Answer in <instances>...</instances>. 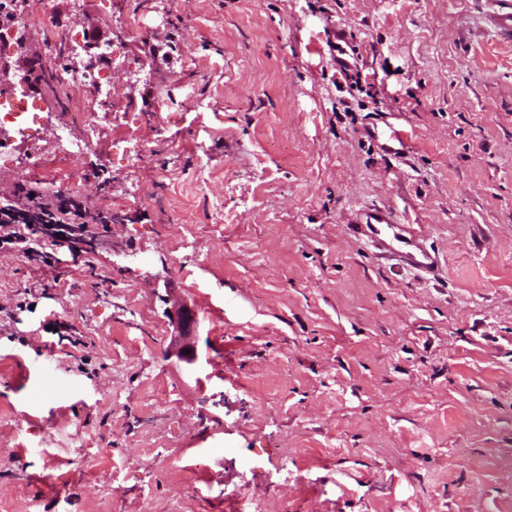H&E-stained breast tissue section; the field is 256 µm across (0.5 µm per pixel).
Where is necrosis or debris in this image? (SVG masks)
I'll use <instances>...</instances> for the list:
<instances>
[{
  "mask_svg": "<svg viewBox=\"0 0 512 512\" xmlns=\"http://www.w3.org/2000/svg\"><path fill=\"white\" fill-rule=\"evenodd\" d=\"M47 7L46 0H30L28 8L18 14L13 23L0 26V53L7 54L22 49L32 39H39L53 51V61L47 75L62 89L59 110L55 114L57 148L44 174L56 183L65 185L72 179L70 161L94 146L92 136L76 138L72 134L74 122H82L88 131L94 126V102L102 92L105 76L102 71L89 66L62 67L65 49L74 41V34H59L55 28L39 26L37 13ZM36 107L27 92L24 76H17L9 95L0 97V130L8 129L20 137L31 138L36 133Z\"/></svg>",
  "mask_w": 512,
  "mask_h": 512,
  "instance_id": "4bbe7bcc",
  "label": "necrosis or debris"
}]
</instances>
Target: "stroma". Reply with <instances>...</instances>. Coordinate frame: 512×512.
<instances>
[{
  "label": "stroma",
  "mask_w": 512,
  "mask_h": 512,
  "mask_svg": "<svg viewBox=\"0 0 512 512\" xmlns=\"http://www.w3.org/2000/svg\"><path fill=\"white\" fill-rule=\"evenodd\" d=\"M488 9L51 0L123 41L68 190L127 208L58 287L0 253V512H512V40ZM34 96L0 193L53 156L56 91ZM367 206L435 273L357 235ZM179 304L197 378L166 356Z\"/></svg>",
  "instance_id": "obj_1"
}]
</instances>
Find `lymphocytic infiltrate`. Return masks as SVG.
<instances>
[{"mask_svg":"<svg viewBox=\"0 0 512 512\" xmlns=\"http://www.w3.org/2000/svg\"><path fill=\"white\" fill-rule=\"evenodd\" d=\"M111 215L91 213L79 195L47 192L39 183L18 181L0 195V251L35 262L38 268H57L59 249L78 254V242L88 225L111 231Z\"/></svg>","mask_w":512,"mask_h":512,"instance_id":"obj_1","label":"lymphocytic infiltrate"}]
</instances>
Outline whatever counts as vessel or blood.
I'll return each instance as SVG.
<instances>
[{
  "mask_svg": "<svg viewBox=\"0 0 512 512\" xmlns=\"http://www.w3.org/2000/svg\"><path fill=\"white\" fill-rule=\"evenodd\" d=\"M369 239L380 243L386 251L404 258L409 264L425 271H433L436 259L421 249L413 237L404 235L391 211L370 209L364 212L358 223Z\"/></svg>",
  "mask_w": 512,
  "mask_h": 512,
  "instance_id": "vessel-or-blood-1",
  "label": "vessel or blood"
}]
</instances>
